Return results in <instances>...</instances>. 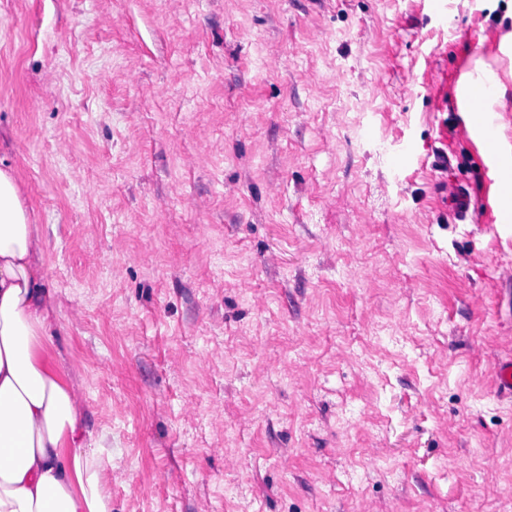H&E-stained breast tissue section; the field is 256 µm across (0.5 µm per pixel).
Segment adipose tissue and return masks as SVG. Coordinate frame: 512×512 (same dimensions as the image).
Here are the masks:
<instances>
[{"label": "adipose tissue", "instance_id": "obj_1", "mask_svg": "<svg viewBox=\"0 0 512 512\" xmlns=\"http://www.w3.org/2000/svg\"><path fill=\"white\" fill-rule=\"evenodd\" d=\"M44 241L0 167V512H112L78 392L44 360L52 295Z\"/></svg>", "mask_w": 512, "mask_h": 512}]
</instances>
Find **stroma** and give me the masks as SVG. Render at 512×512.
Masks as SVG:
<instances>
[{
    "label": "stroma",
    "mask_w": 512,
    "mask_h": 512,
    "mask_svg": "<svg viewBox=\"0 0 512 512\" xmlns=\"http://www.w3.org/2000/svg\"><path fill=\"white\" fill-rule=\"evenodd\" d=\"M498 34L512 0H0V161L112 512H512V121L461 104L483 67L512 107ZM492 376L498 395L503 398H512V355L497 359Z\"/></svg>",
    "instance_id": "stroma-1"
}]
</instances>
